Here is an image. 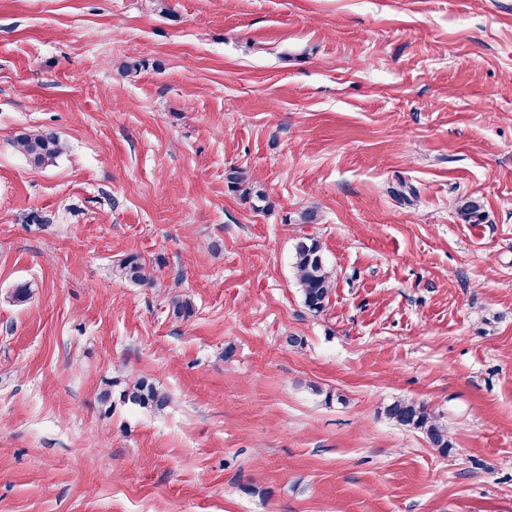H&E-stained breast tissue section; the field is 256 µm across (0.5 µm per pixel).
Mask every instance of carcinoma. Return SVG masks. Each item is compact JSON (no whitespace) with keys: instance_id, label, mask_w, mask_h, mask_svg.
Returning a JSON list of instances; mask_svg holds the SVG:
<instances>
[{"instance_id":"1","label":"carcinoma","mask_w":512,"mask_h":512,"mask_svg":"<svg viewBox=\"0 0 512 512\" xmlns=\"http://www.w3.org/2000/svg\"><path fill=\"white\" fill-rule=\"evenodd\" d=\"M14 144L19 153L35 167L54 161L64 151V144L60 138L49 130L25 129L15 135ZM229 180L245 196L255 200L254 208L264 209L268 206L264 191L253 185L244 172L233 171ZM458 213L464 221L470 222L480 215L481 204L475 199H463L460 201ZM292 267L305 308L315 315L323 313L333 294L334 277L326 264L322 245L317 238L310 235L297 238L292 255ZM116 272L119 278L135 285L148 288L157 286L158 277L155 272L149 269L137 253L129 254L122 259ZM122 398L156 412L164 410L169 402L166 392L144 379L125 385ZM385 414L397 425L425 435L430 445L441 452L446 453L451 447L447 426L426 403L397 399L385 407Z\"/></svg>"}]
</instances>
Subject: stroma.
<instances>
[{
	"instance_id": "stroma-1",
	"label": "stroma",
	"mask_w": 512,
	"mask_h": 512,
	"mask_svg": "<svg viewBox=\"0 0 512 512\" xmlns=\"http://www.w3.org/2000/svg\"><path fill=\"white\" fill-rule=\"evenodd\" d=\"M0 512H512V0H0ZM14 144L19 153L35 167L53 162L65 148L54 132L38 129H24L18 132L15 135ZM229 180L233 187H237L245 196L255 200V203H253L254 208L265 209L268 206L267 196L264 191L253 185L252 181L249 180L243 171H233L229 176ZM292 267L305 308L316 315L323 313L333 294L334 277L326 264L322 245L317 238L310 235L297 238ZM116 272L119 278L135 285L148 288H155L157 286L158 277L154 269L151 271L139 254L127 255L119 262ZM122 398L143 408L161 412L167 406L169 397L163 390L154 384L141 379L126 384L122 390ZM385 414L397 425L425 435L430 445L442 453H447L451 448L447 426L426 403L397 399L385 407Z\"/></svg>"
}]
</instances>
